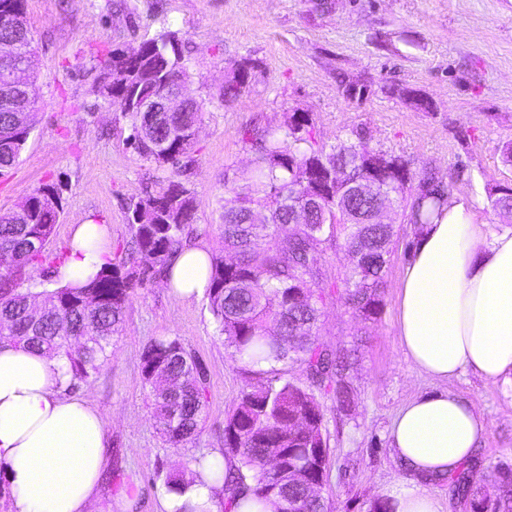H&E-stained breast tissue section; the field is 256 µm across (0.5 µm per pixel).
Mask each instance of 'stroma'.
Wrapping results in <instances>:
<instances>
[{
    "label": "stroma",
    "instance_id": "stroma-1",
    "mask_svg": "<svg viewBox=\"0 0 512 512\" xmlns=\"http://www.w3.org/2000/svg\"><path fill=\"white\" fill-rule=\"evenodd\" d=\"M28 0L40 99L16 165L0 173V213L13 211L40 185H54L63 211L46 248L67 247L72 225H109V249L121 258L132 237L127 205L146 182L169 169L141 159L126 144L131 120L93 91L96 55L126 51L161 28L176 31L192 73L190 96L208 110L194 161L179 179L193 191L195 225L207 250L223 247L222 205L252 175L256 154L242 137L253 126L283 125L309 113L317 144L366 135L370 149L402 157L413 175L429 168L451 175L453 195L470 222L503 229L489 192L512 187V0ZM246 64L248 86L223 103L224 68ZM355 96H347L349 86ZM413 91L433 107L399 96ZM384 306L377 319H357L342 300L327 298L317 337L330 350L354 354L349 415L330 396L325 411L328 479L322 495L332 512H371L393 501L404 471L389 448L388 429L413 397L439 389L405 359L398 331V289L410 255L413 225L399 209ZM180 339L207 379L208 413L196 439L168 448L156 430L141 375V356L155 339ZM247 379L216 330L205 296L175 297L165 279L135 289L126 323L97 375L76 386L103 415L110 433L109 467L97 512H159L169 472L224 446V420ZM487 423L468 468L481 496L496 499L499 465H512V388L465 371L448 381Z\"/></svg>",
    "mask_w": 512,
    "mask_h": 512
}]
</instances>
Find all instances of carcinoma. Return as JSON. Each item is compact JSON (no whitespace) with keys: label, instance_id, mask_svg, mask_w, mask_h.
I'll return each instance as SVG.
<instances>
[{"label":"carcinoma","instance_id":"1","mask_svg":"<svg viewBox=\"0 0 512 512\" xmlns=\"http://www.w3.org/2000/svg\"><path fill=\"white\" fill-rule=\"evenodd\" d=\"M27 0H0V40L32 39L31 30H16L13 20L27 15ZM98 67L112 82H97L94 92L132 118L131 134L138 155L158 168L177 173L193 162L194 127L202 122L205 101L195 102L167 125L141 102L160 98L167 83L191 78L177 34L161 29L143 40L140 53L125 58L116 47ZM246 66L225 68L223 101L240 98L247 85ZM24 112H0V172L10 169L28 140L35 121V81L15 90ZM309 114L294 112L278 127L254 128L243 141L257 153L251 179L222 206L224 251L208 254L199 274L205 277L209 310L219 334L244 365L253 382L242 390L224 425L221 454L237 459L232 472L216 473L227 501L252 497L283 506L289 512H329L322 497L307 495L321 478L320 464L328 456L324 411L316 392L333 394L336 411L346 412L353 401L349 356L329 350L313 333L318 303L327 297L320 286L322 272L315 255L327 248L345 249L350 267L333 283L331 293L363 320L375 319L383 306L384 277L390 261L386 224H353L366 218L374 200L354 193L362 175L368 146L361 137L330 148L317 147L308 126ZM441 189L425 201L414 193V179L398 170L384 174V190L399 202L404 220L425 223L447 204L452 180L430 169L419 177ZM25 209L0 215V251L11 262L0 267V329L15 345L63 356L72 381H85L108 360L112 338L121 333L134 288L165 275L171 261L187 245L186 227L194 221L196 197L177 180L147 186L129 205L136 257L108 262L86 281L35 290L24 287L30 271L63 262V253H49L46 244L62 211L52 185H42L27 198ZM489 206L512 217V196L488 195ZM251 212L264 213L248 224ZM237 255L229 263L224 252ZM298 364L308 384L288 380V365ZM141 372L153 386L150 401L157 430L170 448L179 449L195 436L206 416V387L200 368L181 341L156 339L144 350ZM269 456L281 458L276 471L266 466ZM197 477L191 470L166 477L171 492H184ZM500 496L494 512H512V467L498 471ZM457 496L469 501L471 512H484V498L467 478L455 484Z\"/></svg>","mask_w":512,"mask_h":512}]
</instances>
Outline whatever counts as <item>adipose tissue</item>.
I'll use <instances>...</instances> for the list:
<instances>
[{"label": "adipose tissue", "instance_id": "1", "mask_svg": "<svg viewBox=\"0 0 512 512\" xmlns=\"http://www.w3.org/2000/svg\"><path fill=\"white\" fill-rule=\"evenodd\" d=\"M105 224L71 228L69 253L54 271L60 284L86 280L107 261ZM198 246L172 259L171 288L189 297L205 286L191 275L206 262ZM400 343L406 359L433 380L466 370L488 383H512V228L487 234L468 221L456 197L417 232L398 294ZM63 357L0 343V476L10 488L0 512H93L107 467L109 434L86 396L69 390ZM486 423L462 396L441 390L403 406L390 448L409 480L395 512H442L424 481L449 478L469 460ZM221 483L202 471L182 495L162 492L163 512L184 504L217 512Z\"/></svg>", "mask_w": 512, "mask_h": 512}]
</instances>
